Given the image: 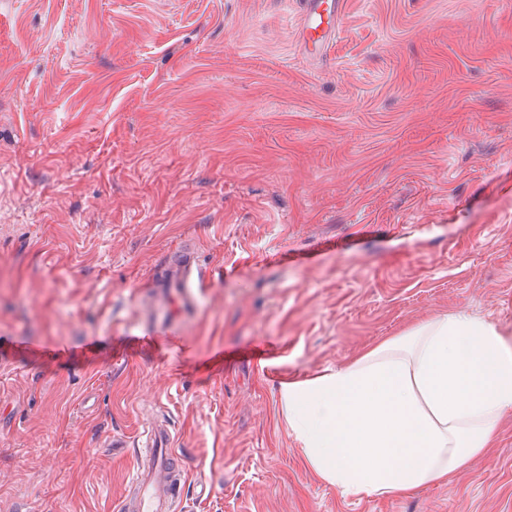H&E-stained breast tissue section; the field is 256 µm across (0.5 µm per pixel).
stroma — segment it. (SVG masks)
Masks as SVG:
<instances>
[{
  "instance_id": "stroma-1",
  "label": "stroma",
  "mask_w": 512,
  "mask_h": 512,
  "mask_svg": "<svg viewBox=\"0 0 512 512\" xmlns=\"http://www.w3.org/2000/svg\"><path fill=\"white\" fill-rule=\"evenodd\" d=\"M302 12L0 0V512H117L160 420L181 512H512V411L357 498L279 402L447 314L512 343V0H346L319 57ZM178 249L197 304L126 355Z\"/></svg>"
}]
</instances>
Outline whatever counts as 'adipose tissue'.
I'll return each instance as SVG.
<instances>
[{
    "instance_id": "obj_1",
    "label": "adipose tissue",
    "mask_w": 512,
    "mask_h": 512,
    "mask_svg": "<svg viewBox=\"0 0 512 512\" xmlns=\"http://www.w3.org/2000/svg\"><path fill=\"white\" fill-rule=\"evenodd\" d=\"M280 399L310 467L341 495L406 496L492 447L512 410V347L492 324L450 314L285 383Z\"/></svg>"
}]
</instances>
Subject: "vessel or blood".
Masks as SVG:
<instances>
[{
	"instance_id": "b4317fda",
	"label": "vessel or blood",
	"mask_w": 512,
	"mask_h": 512,
	"mask_svg": "<svg viewBox=\"0 0 512 512\" xmlns=\"http://www.w3.org/2000/svg\"><path fill=\"white\" fill-rule=\"evenodd\" d=\"M344 0H307L299 27L302 47L327 46L343 12ZM173 290L162 294L161 305L168 321H176L185 308L194 306L196 281L190 254H177L169 269ZM171 434L163 428L146 432L147 462L136 473L129 493L121 502L122 512H173L174 491L185 480L179 457L171 449Z\"/></svg>"
}]
</instances>
